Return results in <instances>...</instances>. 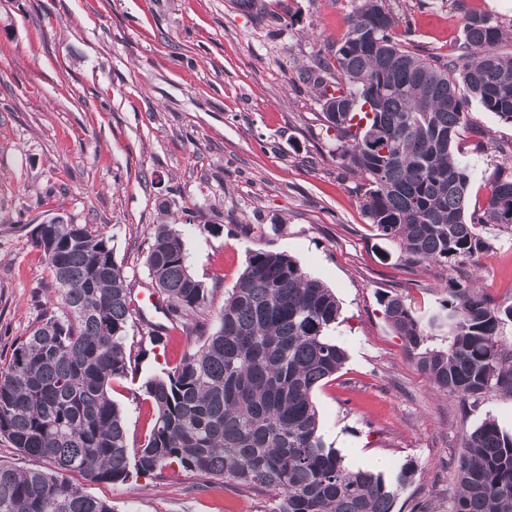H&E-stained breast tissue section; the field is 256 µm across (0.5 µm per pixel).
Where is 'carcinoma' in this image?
Segmentation results:
<instances>
[{
  "label": "carcinoma",
  "mask_w": 512,
  "mask_h": 512,
  "mask_svg": "<svg viewBox=\"0 0 512 512\" xmlns=\"http://www.w3.org/2000/svg\"><path fill=\"white\" fill-rule=\"evenodd\" d=\"M399 20L382 0H358L335 64L310 76L336 157L364 180L365 215L415 263L472 261L481 230H512V157L494 179L479 218L465 201L472 177L456 157L474 100L512 123V54L488 15H470L458 53L440 59L393 40ZM377 108H366L368 102ZM386 139L389 153L373 148ZM59 288L51 315L16 340L0 366V437L52 469L20 470L0 461V512H113L86 482L131 483L165 471L199 472L232 489L269 496L268 512H395L416 469L387 479L352 470L325 447L313 391L346 361L331 331L340 317L333 291L291 256L250 254L224 298L218 327L171 371L141 389L155 409L144 442L130 448L112 381L134 376L127 350L130 291L112 247L86 224L31 231ZM146 265L174 316L202 310L206 292L189 270L174 225L150 227ZM423 323L398 296L384 315L419 370L448 397L512 396V345L501 325L512 306L477 288H450ZM448 346L426 347L428 330ZM448 512H512V435L488 418L463 436Z\"/></svg>",
  "instance_id": "1"
}]
</instances>
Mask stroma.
Instances as JSON below:
<instances>
[{"mask_svg":"<svg viewBox=\"0 0 512 512\" xmlns=\"http://www.w3.org/2000/svg\"><path fill=\"white\" fill-rule=\"evenodd\" d=\"M354 0H0V364L15 340L54 314L57 287L30 232L62 216L102 233L132 294L148 297L149 229L178 224L205 310L178 321L134 317V380L112 383L131 445L155 412L140 386L212 333L251 252L280 251L336 295L333 335L347 359L313 394L326 447L347 466L418 469L401 512H448L465 431L485 419L512 435V396L473 404L436 390L384 318L400 296L421 318L452 285L512 305V231H482L475 263L424 266L379 236L361 179L336 158L307 70L332 58ZM400 44L442 58L467 15H489L512 53V0H384ZM459 155L472 168L466 212L478 215L512 124L468 107ZM195 221L182 223L183 210ZM165 340H151L155 330ZM115 512H265L266 496L196 472L90 483Z\"/></svg>","mask_w":512,"mask_h":512,"instance_id":"35a3bbf8","label":"stroma"}]
</instances>
